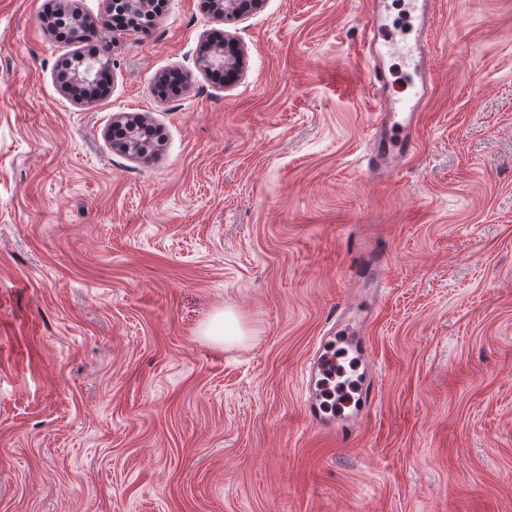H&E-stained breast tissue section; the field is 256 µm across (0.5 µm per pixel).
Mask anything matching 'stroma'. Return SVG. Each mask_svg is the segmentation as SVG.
Returning a JSON list of instances; mask_svg holds the SVG:
<instances>
[{
	"label": "stroma",
	"mask_w": 512,
	"mask_h": 512,
	"mask_svg": "<svg viewBox=\"0 0 512 512\" xmlns=\"http://www.w3.org/2000/svg\"><path fill=\"white\" fill-rule=\"evenodd\" d=\"M58 0H0V512H512V0H436L415 151L367 169L372 0H164L63 89ZM231 35L241 73L200 66ZM180 72L158 95L161 76ZM147 117V158L113 147ZM375 246L382 290L361 289ZM377 401L306 427L343 303ZM232 312L242 335L205 336ZM121 29H112L110 36L107 40V46L104 50L105 60H98L97 63H86L84 60L79 59L76 66L73 69L72 78L70 84L81 85L88 83L97 77L98 72L106 71L110 66V51L112 44L115 43L122 34ZM304 416L311 429L335 440L339 445H348L355 438V427L353 424L349 422L335 423V421L324 417L312 400H308L305 403Z\"/></svg>",
	"instance_id": "1"
}]
</instances>
